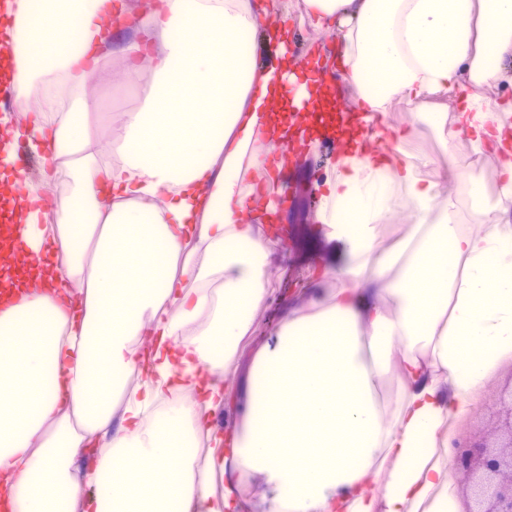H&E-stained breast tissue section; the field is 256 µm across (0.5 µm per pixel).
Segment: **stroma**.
I'll use <instances>...</instances> for the list:
<instances>
[{
    "label": "stroma",
    "mask_w": 512,
    "mask_h": 512,
    "mask_svg": "<svg viewBox=\"0 0 512 512\" xmlns=\"http://www.w3.org/2000/svg\"><path fill=\"white\" fill-rule=\"evenodd\" d=\"M335 161L334 143L324 140L315 143L291 173L292 199L284 206L283 217L296 235L291 241L276 239L269 245L275 267L268 284L270 302L259 312L253 335L243 340L242 352L272 342L271 324L288 312L325 300L334 283L321 276V269L347 261L344 248L324 235L318 220L320 192L315 184Z\"/></svg>",
    "instance_id": "obj_1"
}]
</instances>
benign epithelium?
<instances>
[{
  "instance_id": "benign-epithelium-1",
  "label": "benign epithelium",
  "mask_w": 512,
  "mask_h": 512,
  "mask_svg": "<svg viewBox=\"0 0 512 512\" xmlns=\"http://www.w3.org/2000/svg\"><path fill=\"white\" fill-rule=\"evenodd\" d=\"M493 432H467L453 443V468L462 473L456 481L461 512H512V378L497 390L489 407Z\"/></svg>"
}]
</instances>
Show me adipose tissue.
<instances>
[{"label":"adipose tissue","instance_id":"ef3b65f1","mask_svg":"<svg viewBox=\"0 0 512 512\" xmlns=\"http://www.w3.org/2000/svg\"><path fill=\"white\" fill-rule=\"evenodd\" d=\"M295 16L337 47L288 64ZM0 35L21 100L0 131L44 161L33 182L0 158L24 215L0 251V507L459 512L455 426L512 360V0H6ZM114 60L143 101L105 141L91 78ZM324 114L346 147L319 220L348 262L240 386L290 147ZM460 140L495 182L457 167Z\"/></svg>","mask_w":512,"mask_h":512}]
</instances>
